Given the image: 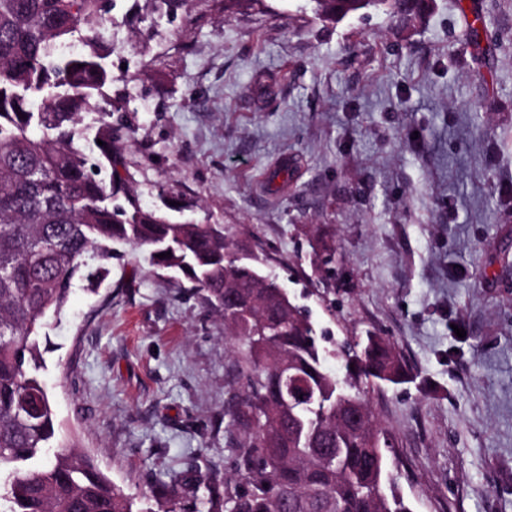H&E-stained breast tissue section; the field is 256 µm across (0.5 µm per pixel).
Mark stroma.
I'll list each match as a JSON object with an SVG mask.
<instances>
[{
	"label": "stroma",
	"mask_w": 512,
	"mask_h": 512,
	"mask_svg": "<svg viewBox=\"0 0 512 512\" xmlns=\"http://www.w3.org/2000/svg\"><path fill=\"white\" fill-rule=\"evenodd\" d=\"M465 4L497 37L480 79ZM94 44L141 203L224 225L330 343L401 353L411 380L367 398L412 512H512V0H434L415 27L325 22L311 0H106ZM103 265L40 345L56 444L136 498L171 470L230 475L223 320L147 251Z\"/></svg>",
	"instance_id": "35a3bbf8"
}]
</instances>
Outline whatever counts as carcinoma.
Instances as JSON below:
<instances>
[{
	"instance_id": "carcinoma-1",
	"label": "carcinoma",
	"mask_w": 512,
	"mask_h": 512,
	"mask_svg": "<svg viewBox=\"0 0 512 512\" xmlns=\"http://www.w3.org/2000/svg\"><path fill=\"white\" fill-rule=\"evenodd\" d=\"M430 9L366 0L356 11L414 25ZM102 20V0H0V512H186L176 471L163 499L139 501L81 453L47 455L56 422L38 339L87 259L114 243L185 273L234 342L237 392L224 418L241 431L235 483L221 492L207 479L208 512H410L366 398L371 385L404 382L401 356L369 332L336 345L345 372H329L314 323L264 272L263 257L222 224H175L143 209L119 171L125 133L101 97L112 81L104 58L87 35L83 52L56 53ZM87 111L101 116L92 140L81 128ZM106 166L108 178L97 177ZM295 378L308 392L301 402L286 395Z\"/></svg>"
}]
</instances>
